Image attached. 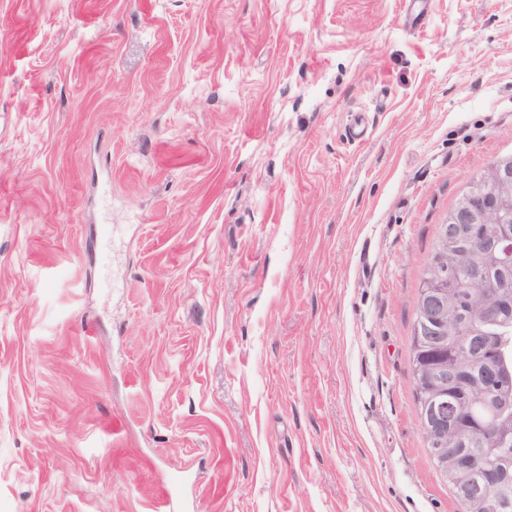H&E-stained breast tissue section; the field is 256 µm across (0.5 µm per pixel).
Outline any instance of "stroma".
Segmentation results:
<instances>
[{"mask_svg":"<svg viewBox=\"0 0 512 512\" xmlns=\"http://www.w3.org/2000/svg\"><path fill=\"white\" fill-rule=\"evenodd\" d=\"M512 155V0H0V512H460L409 349ZM506 204L512 205V162L498 160L488 165L480 176L470 183L468 189L461 195L459 204L448 211L446 222L438 226L432 253L434 258L425 268L422 278L425 289L421 296V282L418 288L412 326L413 345L417 331L422 332L426 329L423 323L435 324L437 331L433 332L435 336H429L426 332L418 334L419 352L435 343H452L459 336L460 323L448 304L447 274L461 260V251L456 245V240L462 232L461 224L472 225V232L475 235L483 231V224L494 228L483 238L478 239L476 244L493 253L499 266L507 270L512 269V234L509 230H499L497 225H494L499 224V210Z\"/></svg>","mask_w":512,"mask_h":512,"instance_id":"obj_1","label":"stroma"}]
</instances>
